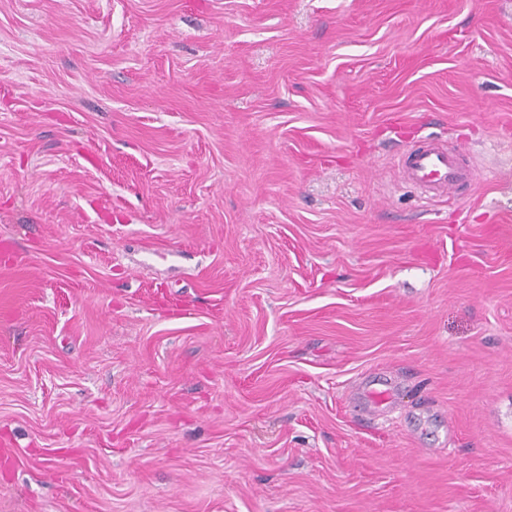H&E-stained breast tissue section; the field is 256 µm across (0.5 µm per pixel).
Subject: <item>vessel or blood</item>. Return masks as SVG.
I'll return each instance as SVG.
<instances>
[{"instance_id": "vessel-or-blood-1", "label": "vessel or blood", "mask_w": 512, "mask_h": 512, "mask_svg": "<svg viewBox=\"0 0 512 512\" xmlns=\"http://www.w3.org/2000/svg\"><path fill=\"white\" fill-rule=\"evenodd\" d=\"M398 165L407 182L430 198L453 194L463 172L457 155L438 141H426L403 153Z\"/></svg>"}]
</instances>
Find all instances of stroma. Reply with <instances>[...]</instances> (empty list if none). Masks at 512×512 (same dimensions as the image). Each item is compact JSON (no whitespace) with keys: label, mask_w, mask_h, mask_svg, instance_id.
Wrapping results in <instances>:
<instances>
[{"label":"stroma","mask_w":512,"mask_h":512,"mask_svg":"<svg viewBox=\"0 0 512 512\" xmlns=\"http://www.w3.org/2000/svg\"><path fill=\"white\" fill-rule=\"evenodd\" d=\"M508 211L512 0H0V512H512ZM407 182L429 197L454 193L456 183L463 177L457 154L439 141H426L410 148L398 159Z\"/></svg>","instance_id":"obj_1"}]
</instances>
